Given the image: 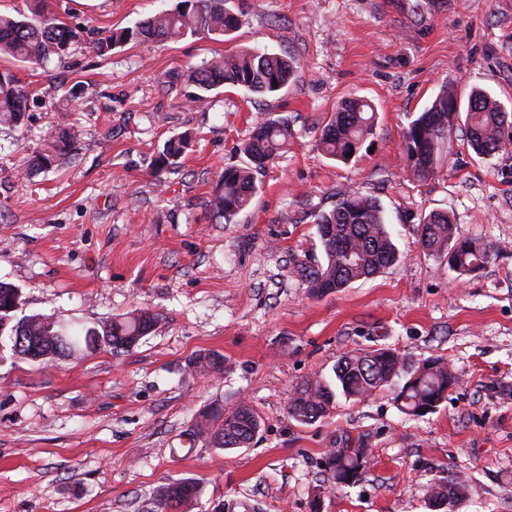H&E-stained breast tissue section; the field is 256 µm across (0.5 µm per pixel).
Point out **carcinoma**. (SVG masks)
Masks as SVG:
<instances>
[{"label": "carcinoma", "mask_w": 512, "mask_h": 512, "mask_svg": "<svg viewBox=\"0 0 512 512\" xmlns=\"http://www.w3.org/2000/svg\"><path fill=\"white\" fill-rule=\"evenodd\" d=\"M228 0H180L176 8L147 17L133 28L113 30L95 45L104 54L132 40L141 42L177 41L188 36L231 35L239 19L226 7ZM77 38V33L42 6L20 18L0 15V54L16 60L43 64L62 57ZM300 68L290 55L264 50H244L189 66L181 78L196 89L191 101L203 106L213 91L228 86L257 99L274 95L293 80ZM29 90L13 74L0 71V124L18 125L26 110ZM376 120L374 105L365 98H350L336 106L332 119L323 126L318 147L328 159L348 164L363 141L372 134ZM463 125L472 150L490 156L512 142V121L502 103L489 92L474 88L466 106H461L457 90L448 85L423 112L409 121L403 132L409 160V173L416 180L432 177L444 149L458 125ZM293 136L285 119L261 118L242 145L246 162L241 167L224 169L206 206L213 220L232 224L246 210L258 191V175L283 150ZM67 118L50 131L47 149L37 153L33 166L48 169L56 159L73 149ZM183 136L171 138L155 159L158 169L179 166L186 148ZM316 232L326 257L324 266L309 274L308 286L315 296H324L362 279L374 277L399 260L400 253L385 222L380 203L368 196L341 194L336 206L321 213ZM424 252L443 259L461 275L481 270L489 261V250L465 236L450 214L431 212L417 226ZM21 305V291L0 282V353L46 363L86 353L110 352L116 356L133 350L149 335L156 316L148 309H135L94 327L67 328L43 313L15 319ZM201 375L224 372V356L209 352L189 362ZM457 377L443 357H428L411 363L392 348L346 355L338 360L333 375L309 377L296 385L288 399V416L309 425L327 417L339 396L365 400L382 389L392 390L394 403L406 416L423 418L448 399ZM262 418L241 403L227 410L211 405L190 425L188 437L203 440L220 451L248 448L261 431ZM325 478L344 488L359 483L368 470V449L331 448L324 458ZM200 485L192 479L174 480L156 486L150 497L149 512H181L198 499ZM473 495L471 485L459 478L443 475L431 479L426 487L425 504L443 499L455 504Z\"/></svg>", "instance_id": "1"}]
</instances>
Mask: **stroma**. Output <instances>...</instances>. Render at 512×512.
Returning a JSON list of instances; mask_svg holds the SVG:
<instances>
[{"mask_svg":"<svg viewBox=\"0 0 512 512\" xmlns=\"http://www.w3.org/2000/svg\"><path fill=\"white\" fill-rule=\"evenodd\" d=\"M178 0H48L78 38L34 66L0 57L29 90L21 123L0 129V281L23 314L92 326L148 308L155 329L133 351L40 364L0 362V512H147L152 487L190 478V512H428L424 488L446 474L473 495L456 512H512V149L476 156L454 132L441 169L409 175L403 131L440 86L489 91L512 112V0H232V38L97 39L173 9ZM259 48L300 63L274 96L224 87L207 107L161 83L218 54ZM373 102L377 123L349 165L317 148L338 101ZM74 150L47 170L31 159L60 113ZM289 119L294 137L258 180L234 223L206 201L259 117ZM187 133L179 167L156 169L165 142ZM375 198L401 252L379 275L309 293L323 265L318 214L341 193ZM453 215L487 244L484 269L461 276L426 255L420 220ZM392 347L409 360H448L457 385L421 420L391 391L340 401L311 425L289 418L292 387L331 376L345 355ZM224 372L187 368L197 353ZM262 418L252 447L189 442L213 401ZM371 451L363 480L329 488L321 467L345 441ZM189 368L201 375L221 374L224 372V357L219 353L209 352L189 362Z\"/></svg>","mask_w":512,"mask_h":512,"instance_id":"stroma-1","label":"stroma"}]
</instances>
